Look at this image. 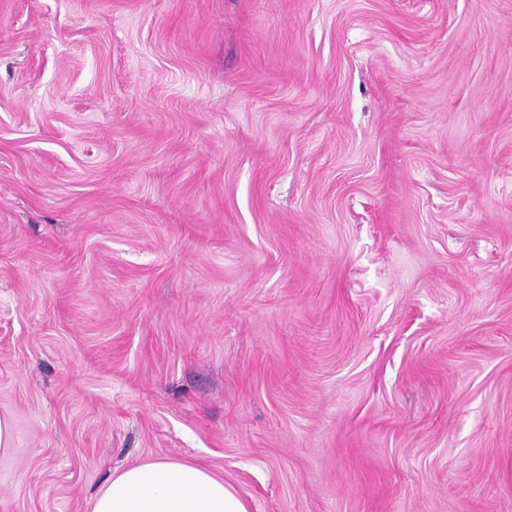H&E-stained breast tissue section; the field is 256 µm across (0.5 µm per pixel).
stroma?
I'll list each match as a JSON object with an SVG mask.
<instances>
[{
	"instance_id": "obj_1",
	"label": "stroma",
	"mask_w": 512,
	"mask_h": 512,
	"mask_svg": "<svg viewBox=\"0 0 512 512\" xmlns=\"http://www.w3.org/2000/svg\"><path fill=\"white\" fill-rule=\"evenodd\" d=\"M0 415V512H512V0H0ZM89 512H248L238 491L190 461L157 459L116 468Z\"/></svg>"
}]
</instances>
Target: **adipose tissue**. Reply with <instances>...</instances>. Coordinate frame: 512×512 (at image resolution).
Listing matches in <instances>:
<instances>
[{
    "mask_svg": "<svg viewBox=\"0 0 512 512\" xmlns=\"http://www.w3.org/2000/svg\"><path fill=\"white\" fill-rule=\"evenodd\" d=\"M89 512H248L238 491L190 461L157 459L114 469Z\"/></svg>",
    "mask_w": 512,
    "mask_h": 512,
    "instance_id": "obj_1",
    "label": "adipose tissue"
}]
</instances>
